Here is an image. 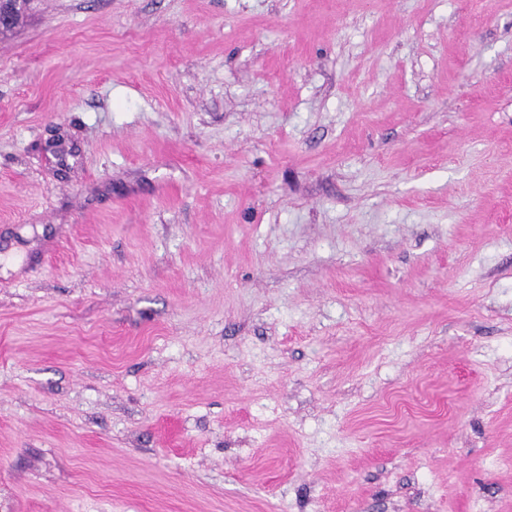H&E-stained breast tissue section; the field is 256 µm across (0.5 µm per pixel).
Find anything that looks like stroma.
Segmentation results:
<instances>
[{"instance_id":"stroma-1","label":"stroma","mask_w":512,"mask_h":512,"mask_svg":"<svg viewBox=\"0 0 512 512\" xmlns=\"http://www.w3.org/2000/svg\"><path fill=\"white\" fill-rule=\"evenodd\" d=\"M1 254L0 512H512V0H30Z\"/></svg>"}]
</instances>
